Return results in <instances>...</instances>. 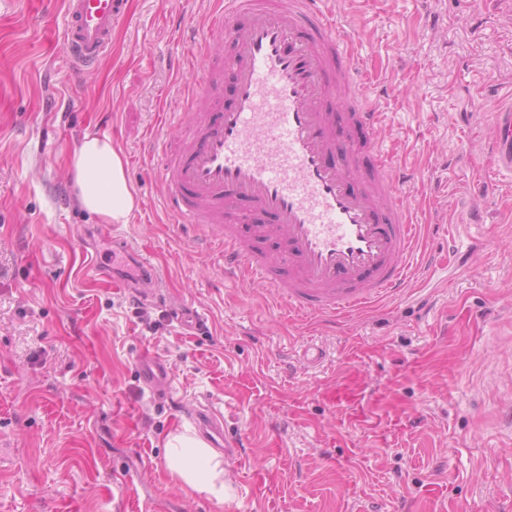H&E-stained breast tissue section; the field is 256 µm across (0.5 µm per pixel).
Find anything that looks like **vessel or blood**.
<instances>
[{
  "instance_id": "b4317fda",
  "label": "vessel or blood",
  "mask_w": 512,
  "mask_h": 512,
  "mask_svg": "<svg viewBox=\"0 0 512 512\" xmlns=\"http://www.w3.org/2000/svg\"><path fill=\"white\" fill-rule=\"evenodd\" d=\"M122 4L63 0L62 52L72 72L84 75L110 50ZM219 41L231 48L221 64L213 58ZM196 51L201 76L192 93L213 109L197 115L178 150L159 141L151 149L165 156V210L218 253L225 280L260 283L278 310L334 325L399 296L413 274L443 266L420 251L429 228L414 221L403 181L388 163L377 136L385 115L365 105L367 87L358 86L344 115L336 113V91L359 72L362 54L333 0H219ZM226 71L232 99L225 106L217 92ZM340 119L370 140L338 139ZM492 139L498 164L512 172L511 112L495 121ZM242 200L269 224L225 223ZM261 237L282 244L276 259L251 248ZM137 372L156 389L172 379L170 366L152 353L138 357ZM336 397L354 403L356 420H366L362 376L337 386ZM193 421L211 447L224 446L222 415L206 408Z\"/></svg>"
}]
</instances>
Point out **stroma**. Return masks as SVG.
Returning <instances> with one entry per match:
<instances>
[{"label":"stroma","instance_id":"stroma-1","mask_svg":"<svg viewBox=\"0 0 512 512\" xmlns=\"http://www.w3.org/2000/svg\"><path fill=\"white\" fill-rule=\"evenodd\" d=\"M212 8L127 0L111 55L76 80L59 52L62 0H0V512H133L147 498L156 512H495L512 494V174L494 167L490 127L512 106V0H336L370 45L359 78L413 175L411 206L460 225L471 251L335 332L225 282L158 205L151 140L179 147L207 109L185 94L199 73L183 55ZM88 133L127 160L128 223L75 199L69 159ZM88 244L106 273L94 282ZM146 252L165 292L144 304L120 279ZM184 305L196 329L177 322ZM354 346L384 431L351 426L327 398ZM145 350L171 367L168 390L140 380ZM202 406L238 446L222 504L166 465Z\"/></svg>","mask_w":512,"mask_h":512}]
</instances>
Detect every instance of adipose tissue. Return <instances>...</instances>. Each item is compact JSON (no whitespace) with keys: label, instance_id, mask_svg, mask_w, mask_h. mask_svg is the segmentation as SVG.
Returning a JSON list of instances; mask_svg holds the SVG:
<instances>
[{"label":"adipose tissue","instance_id":"ef3b65f1","mask_svg":"<svg viewBox=\"0 0 512 512\" xmlns=\"http://www.w3.org/2000/svg\"><path fill=\"white\" fill-rule=\"evenodd\" d=\"M70 166L84 209L107 224L128 223L138 205L136 189L127 178L123 154L110 137L85 135ZM168 447L167 467L185 486L219 503L230 497L222 462L212 449L186 433L171 439Z\"/></svg>","mask_w":512,"mask_h":512}]
</instances>
